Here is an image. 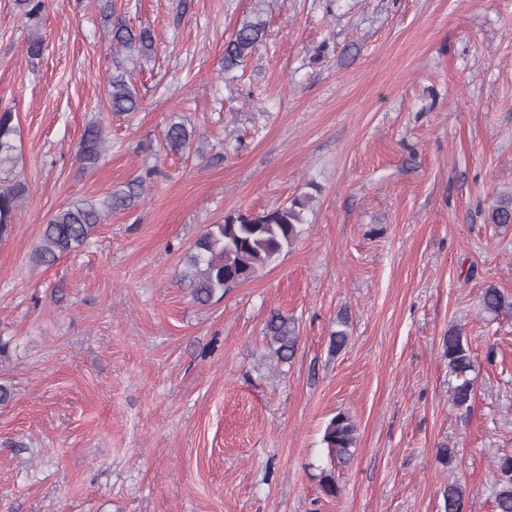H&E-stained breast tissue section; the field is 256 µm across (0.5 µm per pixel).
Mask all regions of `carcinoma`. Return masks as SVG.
Here are the masks:
<instances>
[{
  "instance_id": "obj_1",
  "label": "carcinoma",
  "mask_w": 512,
  "mask_h": 512,
  "mask_svg": "<svg viewBox=\"0 0 512 512\" xmlns=\"http://www.w3.org/2000/svg\"><path fill=\"white\" fill-rule=\"evenodd\" d=\"M104 24L111 28L114 49L132 63L147 59L155 52V36L148 27H134L117 10L115 0H97ZM266 23L256 18L245 21L224 44V69L232 70L252 55L262 43ZM130 71L117 63L106 84V97L110 112L115 115L138 111L140 101L129 79ZM10 111L0 114V165L15 158V137ZM194 131L181 121L170 122L163 134L164 149L174 154L190 150ZM106 138L100 123L88 125L78 148L83 167L92 169L105 151ZM146 178L136 176L97 199H80L56 211L42 225L38 245L31 260L49 268L62 256L75 253L89 245L94 229L114 212L136 206L144 195ZM26 192V184L17 181L0 188V240L9 236L19 202ZM312 196L303 194L289 204L262 212L237 211L224 216L221 224H212L195 241L186 256L180 282L190 290L193 300L205 305L219 292L236 288L253 280L267 266L275 263L284 250L290 248L302 233L306 223L305 212L310 208ZM486 222L507 226L512 224V191L499 193L489 205ZM479 305L483 313L496 318L512 314V294L493 282L482 289ZM349 317L345 312L336 318V330L331 332L333 350L342 351L349 342ZM277 361L287 363L298 344L294 320L278 311L270 313L265 325ZM442 357L448 364V385L452 406L466 414L470 411L474 394V380L470 374L477 367L464 328L448 327L441 338ZM322 442L326 445L331 467L321 470V492L334 497L338 494L336 465L351 459L357 442V425L350 414L340 411L327 422ZM495 512H512V455L500 458L492 483ZM468 496L466 485L453 479L443 491L444 512H463Z\"/></svg>"
}]
</instances>
